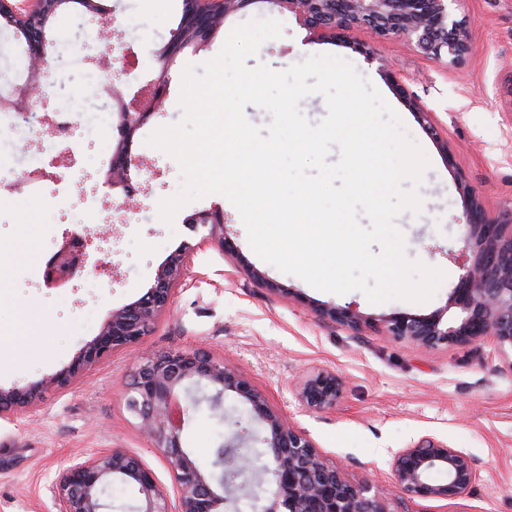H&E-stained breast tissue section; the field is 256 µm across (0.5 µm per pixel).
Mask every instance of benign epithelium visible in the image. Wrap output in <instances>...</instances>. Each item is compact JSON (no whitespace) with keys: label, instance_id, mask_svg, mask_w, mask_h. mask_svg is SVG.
Instances as JSON below:
<instances>
[{"label":"benign epithelium","instance_id":"benign-epithelium-1","mask_svg":"<svg viewBox=\"0 0 512 512\" xmlns=\"http://www.w3.org/2000/svg\"><path fill=\"white\" fill-rule=\"evenodd\" d=\"M270 2L293 14L318 40H332L345 31L365 28L378 41L400 37L438 62L457 58L469 47L466 20L450 10L456 0ZM69 9L71 0H31L24 9L13 0H0V10L22 12L28 19L27 79L13 89L12 111L28 113L37 107L51 44L49 22ZM212 22L211 15L187 8L185 23L202 30L206 38ZM153 61L158 77L137 100L125 94L118 73L104 88L105 98L117 103L121 112L115 125L116 148L103 185L121 190L125 199L135 192L131 169L144 170L128 146L135 131L161 110L176 55L157 50ZM461 191L467 200V232L454 262L462 273L444 306L427 315L392 313L376 318L350 304H329L318 309L319 316L358 332L380 326L395 339L417 347L462 346L490 337L498 347L512 349V225L490 223L474 191L466 184ZM189 225L201 234L200 242L216 240L225 253H238L236 243L224 233L220 212L197 213ZM92 249L98 254L94 271L99 275L112 273L109 251L94 245L89 233H71L63 237L47 262L45 286L63 287L84 272ZM194 249L186 242L169 255L157 270L153 286L137 300L112 310L99 334L70 366L52 376L49 384L68 386L85 368L138 344L170 305L186 259ZM191 386L211 389V393L192 399V404L204 402L215 413L224 411L229 392L249 406L251 419L263 432L262 464L255 465L237 452L244 444L240 434L222 443L225 453L216 455L214 466L222 472H207L198 464L181 442L189 411L182 394L189 393ZM343 388L342 377L321 370L304 381L299 398L306 407L323 411L336 405ZM39 395L36 386L0 389V411L24 409ZM127 406L141 420L153 447L161 452L175 481V501H170L153 471L138 457L113 448L77 460L61 473L54 487L56 512H102V499L115 481L137 488L140 505L135 512H237L245 497L254 498L255 512H390L384 493L373 490L367 481H348L250 380L206 352L168 351L148 357L133 373ZM476 479L477 469L470 456L433 438H422L398 450L391 465V486L422 499L458 498Z\"/></svg>","mask_w":512,"mask_h":512}]
</instances>
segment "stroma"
<instances>
[{"label": "stroma", "instance_id": "stroma-1", "mask_svg": "<svg viewBox=\"0 0 512 512\" xmlns=\"http://www.w3.org/2000/svg\"><path fill=\"white\" fill-rule=\"evenodd\" d=\"M107 4L105 22L137 55L135 67L114 63L124 69L134 91L152 79L153 52L169 40L178 3ZM454 9L472 20L471 47L449 64L392 38L376 45L389 67L381 72L360 49L370 39L367 30L316 41L293 15L267 0L227 16L217 36L201 49L183 50L177 63L182 69L215 57L230 30L253 18L279 21L282 35L263 43L247 66L264 64L281 71L321 54L351 62L395 109L430 160L416 187L420 213L406 211L396 219L407 257L446 274L424 303L373 304L361 292H322L279 271L252 250L238 211L219 194L186 204L173 224L162 222L158 204L175 195L184 178L178 163L147 139L156 128L182 117L181 81L174 77L164 91L162 112L133 137V155L152 174L148 186L127 203L80 213L86 229L112 244L111 282L84 275L61 288L46 287L44 264L74 230L56 223L58 202L64 197L74 203L78 196L49 181L34 192L22 188L20 182L31 169L30 135L0 129V158L6 161L0 172V388L31 385L68 367L98 335L110 311L140 298L165 259L192 241V215L221 209L224 231L239 250L232 258L212 242L190 255L169 307L138 345L114 352L69 386L45 392L31 408L0 415V512H55L53 487L62 471L110 448L136 455L159 484L174 490L162 454L127 408V389L143 358L187 349L222 359L248 378L350 482L369 478L377 487H387L394 453L424 437L473 458L478 478L462 497L401 494L390 502L391 512H512V352L487 339L414 348L383 329L358 334L315 312L324 304H351L374 316L426 315L443 307L460 274L453 260L465 234L460 183L475 189L491 223L512 225V0H458ZM100 24L72 11L58 14L52 23L59 74L70 78L75 102L85 111L101 105L98 84L81 78L90 70L91 58L105 48L98 38ZM394 76L404 84L405 95L395 92ZM411 99L417 110L408 108ZM422 110L429 113L432 130L423 128L418 117ZM252 267L294 289L296 299L256 283L248 274ZM320 370L343 376L346 386L335 407L317 412L300 401L298 388ZM244 428L253 435L258 431L246 405L230 396L220 417L207 404L191 407L182 443L208 469L215 448Z\"/></svg>", "mask_w": 512, "mask_h": 512}]
</instances>
